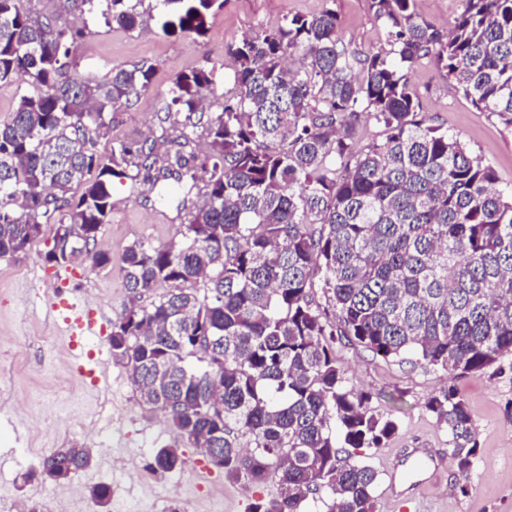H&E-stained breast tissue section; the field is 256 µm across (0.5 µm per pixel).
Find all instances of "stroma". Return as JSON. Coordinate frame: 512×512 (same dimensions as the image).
Listing matches in <instances>:
<instances>
[{
  "label": "stroma",
  "mask_w": 512,
  "mask_h": 512,
  "mask_svg": "<svg viewBox=\"0 0 512 512\" xmlns=\"http://www.w3.org/2000/svg\"><path fill=\"white\" fill-rule=\"evenodd\" d=\"M327 8L336 12L340 38L350 50L365 55L384 47V27L376 21L370 0H226L210 19L209 36L201 45L184 36L163 35L154 26L126 30L89 21L85 36L73 47L78 74L101 75L142 60L155 66L148 94L116 111L100 152L109 153L112 143L130 135L156 132L153 113L169 87L179 74L196 68L205 54L217 66L216 89L208 102L211 110H218L224 90L232 86L228 44L275 28L284 18ZM409 82L421 98L427 124L448 129L494 168L499 188L511 189L512 127L474 109L436 62L414 68ZM113 202L99 237L100 248L112 258L108 266H51L43 258L46 246L41 242L20 258L0 259V501L21 507L36 502L43 512H98L88 490L105 483L113 495L132 504V512H166L173 504L183 512H249L254 500L276 495L274 482L247 487L229 480L191 447L183 450V469L154 472V453L177 442L167 417L142 406L125 367L113 362L107 341L98 344L101 383L80 380L70 348L45 313L46 294L58 288L78 293L107 321L117 320L131 301L123 282L126 246L139 237L169 242L182 222L176 200L161 202L156 189L141 182L118 186ZM336 359L350 383L370 393V408L398 423L389 441L364 453L378 473L375 512H394L388 472L398 449L447 448L446 429L424 404L448 388L467 406L478 431L479 455L465 489L456 488L457 472L447 465L439 483L426 492L419 512H512L511 356L480 375L434 371L347 343L337 344ZM16 428L24 434L18 444L12 434ZM73 443L91 448V466L62 484L32 475L39 458Z\"/></svg>",
  "instance_id": "obj_1"
}]
</instances>
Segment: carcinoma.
<instances>
[{"mask_svg":"<svg viewBox=\"0 0 512 512\" xmlns=\"http://www.w3.org/2000/svg\"><path fill=\"white\" fill-rule=\"evenodd\" d=\"M126 29L160 23L204 38L224 0H58ZM451 28L424 21L415 0H371L387 47L366 55L339 37L336 12L295 15L229 48L233 88L205 111L215 63L178 75L161 134L99 145L114 112L139 100L154 66L77 77L82 29L54 12L0 0V83L17 103L0 123V258L43 239L57 266L110 263L98 247L114 180L155 187L171 176L202 197L178 238L125 248L135 297L112 323V360L141 402L162 411L181 441L215 449L224 476L275 497L250 512H300L327 490V512H374L376 471L362 460L397 431L337 366L346 340L383 357L477 375L512 355V191L448 131L419 117L408 73L425 60L476 110L512 126V0H461ZM182 115L178 127L165 124ZM366 115L385 138L364 148L346 131ZM319 287L326 306L313 297ZM162 292H157V289ZM426 410L449 436L465 479L478 432L458 392ZM246 437L248 442L241 444ZM90 449L57 448L38 462L51 481L91 464ZM186 464L163 447L155 471ZM105 512L106 485L89 490Z\"/></svg>","mask_w":512,"mask_h":512,"instance_id":"cac0c4a2","label":"carcinoma"}]
</instances>
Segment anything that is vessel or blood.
<instances>
[{"label":"vessel or blood","instance_id":"1","mask_svg":"<svg viewBox=\"0 0 512 512\" xmlns=\"http://www.w3.org/2000/svg\"><path fill=\"white\" fill-rule=\"evenodd\" d=\"M46 313L60 325L62 335L74 353L78 366L90 358L84 345L101 335L103 314H91L77 295H53ZM446 467V453L436 448H409L396 461L390 480V498L396 502H417L423 492L436 485Z\"/></svg>","mask_w":512,"mask_h":512}]
</instances>
